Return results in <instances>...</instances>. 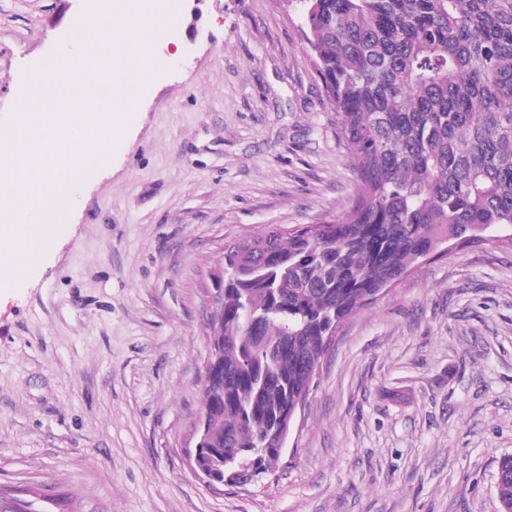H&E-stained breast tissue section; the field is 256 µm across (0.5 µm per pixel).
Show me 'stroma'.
I'll return each instance as SVG.
<instances>
[{"mask_svg": "<svg viewBox=\"0 0 512 512\" xmlns=\"http://www.w3.org/2000/svg\"><path fill=\"white\" fill-rule=\"evenodd\" d=\"M92 0H0V124ZM163 65L70 187L60 228L0 289V487L76 512H501L512 455V247L413 268L349 317L273 473L192 471L227 243L350 205L354 167L298 5L181 0ZM497 490L502 506H510L512 512V455L503 456L498 465Z\"/></svg>", "mask_w": 512, "mask_h": 512, "instance_id": "stroma-1", "label": "stroma"}]
</instances>
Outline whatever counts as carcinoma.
Returning a JSON list of instances; mask_svg holds the SVG:
<instances>
[{"mask_svg": "<svg viewBox=\"0 0 512 512\" xmlns=\"http://www.w3.org/2000/svg\"><path fill=\"white\" fill-rule=\"evenodd\" d=\"M299 3L355 180L342 215L224 250L195 468L230 487L278 463L346 319L449 243H512L499 235L512 228V0ZM497 490L512 507V455Z\"/></svg>", "mask_w": 512, "mask_h": 512, "instance_id": "carcinoma-1", "label": "carcinoma"}]
</instances>
